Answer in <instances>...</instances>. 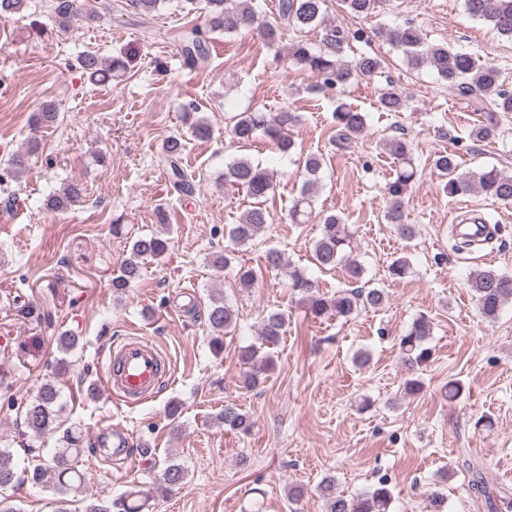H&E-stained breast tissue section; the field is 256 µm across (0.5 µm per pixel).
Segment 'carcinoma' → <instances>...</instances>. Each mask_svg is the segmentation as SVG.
I'll return each mask as SVG.
<instances>
[{
  "label": "carcinoma",
  "instance_id": "cac0c4a2",
  "mask_svg": "<svg viewBox=\"0 0 512 512\" xmlns=\"http://www.w3.org/2000/svg\"><path fill=\"white\" fill-rule=\"evenodd\" d=\"M204 3L211 32L237 34L253 26L258 27L263 41L271 46L284 39L292 29L299 33L321 31L322 49L314 51L309 43L300 39L288 48V58L299 70L312 74L320 90H333L338 86L349 85L363 77L371 78L383 67V61L376 55L363 54L353 60L344 59L349 42L357 38L340 26L327 21L326 0H278L279 22L269 23L259 20L253 0H188L193 4ZM166 0H128V6L145 17L159 9ZM346 10L356 16H368L378 8L380 0H342ZM53 14L60 22L67 24L74 15V0H52ZM466 13L473 19L488 24L499 35L512 39V0H463ZM385 40L397 51L402 52L408 65L416 70L430 68L448 82V88L459 96H472L482 102L483 120L473 128L470 136L478 141L495 137L498 129V114L512 112V92L502 88L499 69L488 62H480L470 54L454 50L448 45H427L417 28L409 23L389 26L383 32ZM178 53L190 62L207 51L206 33L198 27L177 31L172 36ZM81 69L90 77L104 79L126 69L125 63L112 59L106 65L95 53L83 52L77 56ZM379 109L383 112H400L405 107L403 96L392 88L386 89L378 98ZM333 120L337 128L336 142L346 143L354 135L361 134L367 126V115L360 109L345 102L336 103ZM300 123V116L288 107L279 111L264 112L260 109L247 110L236 115L229 129L230 137L239 144H248L261 131L276 149L285 153L294 145L289 131ZM184 149L181 138L171 136L163 144V159L169 166V175L174 187L181 191L190 190V182L185 171L179 166ZM383 149L400 163L395 170V178L388 184V204L384 212L386 223L393 225L398 236L406 241L415 235L412 224L404 223L405 198L408 187L416 176L412 165L407 141L391 138L383 143ZM437 174L445 179L444 191L454 197L467 191H478L505 204H512V175L496 168L476 171H462L454 154L440 152L432 160ZM322 157L309 155L304 164L305 180L299 196L288 211L293 224H305L312 217L315 198L320 185L319 173ZM224 184L241 187L253 199L236 224L228 230V237L237 246L258 240L272 223V214L266 206L273 189V176L248 157L234 158L224 167ZM83 187L69 183L64 189L51 196L50 206L57 211H65L82 199ZM320 234L312 244V257L315 265L331 271L344 267L351 279L358 281L363 275L360 262L352 257V234L343 219L332 212L321 211L319 215ZM169 247V239L162 233H153L136 238L132 242L133 258L127 261L112 277V293L123 294L127 288L141 277L140 260L163 258ZM267 270H278L286 266L284 252L270 247L264 254ZM292 288L298 291L311 312L316 317L336 316L349 318L359 307L378 308L383 305L385 295L372 288H353L336 292V296L325 298L314 294V283L302 272H289ZM468 287L474 294L483 317L488 321L498 318L503 306L512 303V275L494 268L476 271L468 280ZM238 313L224 298L214 296L207 310V323L212 336L210 344L215 352L224 348L223 337L237 323ZM285 320L282 314L271 312L261 323L260 335L264 343L273 345L280 339ZM430 325L425 316L416 319L410 330L400 338L402 357L408 370L412 371L428 357L422 344L429 335ZM244 365L243 384L246 388H256L263 383L274 369V359L261 353L258 347L248 346L241 350ZM60 391L52 382L44 383L34 399L26 406L24 424L36 437L55 432L61 425L62 407L59 404ZM217 420L230 431L246 434L254 425L251 416L235 403H226L217 414ZM50 463L37 464L32 469L17 471L8 448H0V512H20L11 496L3 491L29 481L40 485L52 481V486L61 494L73 493L78 497V512H140L141 505L136 498L143 495L140 490L129 491L115 499H103L87 494L86 479L77 469V458L83 451L81 435L67 428L59 438ZM187 479L182 464L172 459L164 461L158 474L160 483L176 487ZM326 502L327 512H388L392 494L384 481L358 494L347 498L336 493L334 480L325 478L319 486Z\"/></svg>",
  "mask_w": 512,
  "mask_h": 512
}]
</instances>
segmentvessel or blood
<instances>
[{"instance_id":"1","label":"vessel or blood","mask_w":512,"mask_h":512,"mask_svg":"<svg viewBox=\"0 0 512 512\" xmlns=\"http://www.w3.org/2000/svg\"><path fill=\"white\" fill-rule=\"evenodd\" d=\"M172 371L152 342L142 338L124 340L110 355L106 367V383L110 391L124 401L155 398ZM100 450H111L114 456L128 457L131 435L115 426L101 428L96 436Z\"/></svg>"}]
</instances>
